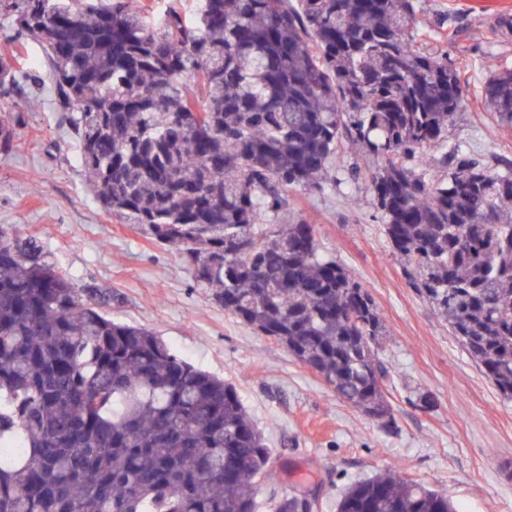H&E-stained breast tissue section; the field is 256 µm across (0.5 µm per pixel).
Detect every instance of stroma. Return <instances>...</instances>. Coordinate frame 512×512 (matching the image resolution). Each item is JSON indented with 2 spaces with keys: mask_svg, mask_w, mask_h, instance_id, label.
Returning <instances> with one entry per match:
<instances>
[{
  "mask_svg": "<svg viewBox=\"0 0 512 512\" xmlns=\"http://www.w3.org/2000/svg\"><path fill=\"white\" fill-rule=\"evenodd\" d=\"M414 3L420 30L467 83L450 139L492 168L512 163V128L499 125L481 97L485 52L512 67V0ZM13 50L18 67L36 77L25 87L35 104L0 108V126L15 132L13 148L0 152V225L36 238L85 299L113 319L156 331L185 360L237 389L274 455L273 477L257 495L260 512H271L274 498L296 485L315 497L314 512H336L342 489L392 467L446 492L459 512H512V402L409 287L367 184L294 193L290 202L382 313L386 333L377 350L390 368L385 392L394 431L341 402L284 347L193 288L176 252L105 211L86 185L78 140L55 108L42 45L25 38ZM422 394L433 408L416 406Z\"/></svg>",
  "mask_w": 512,
  "mask_h": 512,
  "instance_id": "35a3bbf8",
  "label": "stroma"
}]
</instances>
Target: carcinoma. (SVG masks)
I'll use <instances>...</instances> for the list:
<instances>
[{
  "label": "carcinoma",
  "mask_w": 512,
  "mask_h": 512,
  "mask_svg": "<svg viewBox=\"0 0 512 512\" xmlns=\"http://www.w3.org/2000/svg\"><path fill=\"white\" fill-rule=\"evenodd\" d=\"M38 41L96 200L186 259L193 287L395 425L374 346L372 295L290 194L341 179L344 143L369 182L410 287L512 402V164L448 139L465 109L448 53L423 41L412 0H197L149 20L139 0H0ZM29 75L0 54V99ZM200 91L195 98L187 81ZM512 127V68L483 86ZM446 169L445 178L429 171ZM0 512H259L273 454L235 389L155 331L83 298L43 248L0 225ZM283 492L273 512H298ZM336 512H458L389 471Z\"/></svg>",
  "instance_id": "obj_1"
}]
</instances>
